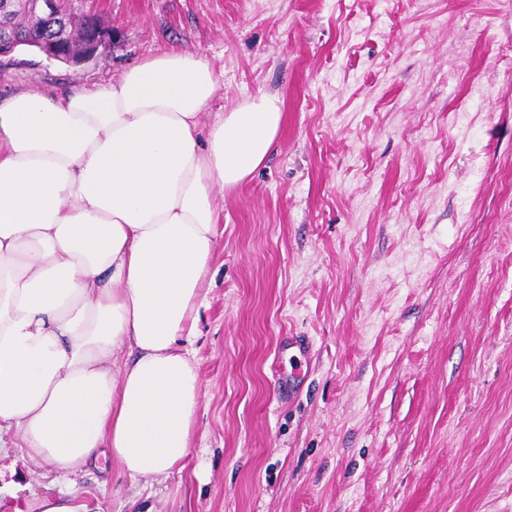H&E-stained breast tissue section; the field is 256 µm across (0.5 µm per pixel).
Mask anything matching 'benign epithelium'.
I'll use <instances>...</instances> for the list:
<instances>
[{"instance_id":"7a95c632","label":"benign epithelium","mask_w":512,"mask_h":512,"mask_svg":"<svg viewBox=\"0 0 512 512\" xmlns=\"http://www.w3.org/2000/svg\"><path fill=\"white\" fill-rule=\"evenodd\" d=\"M10 0H0V58L12 55L19 47L31 48L50 61H58L67 64H86L98 60L105 52L110 40L111 30L101 25L85 36L82 47L76 53H68L62 50L61 44L65 40L64 33L68 21L59 23V40L46 41L40 32L28 29L23 35L14 32L11 25L5 22V16L9 13Z\"/></svg>"}]
</instances>
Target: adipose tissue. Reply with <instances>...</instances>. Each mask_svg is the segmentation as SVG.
<instances>
[{
    "mask_svg": "<svg viewBox=\"0 0 512 512\" xmlns=\"http://www.w3.org/2000/svg\"><path fill=\"white\" fill-rule=\"evenodd\" d=\"M219 77L193 51L112 84L0 103V449L130 478L192 454L194 336L221 212L278 139L261 95L202 130Z\"/></svg>",
    "mask_w": 512,
    "mask_h": 512,
    "instance_id": "adipose-tissue-1",
    "label": "adipose tissue"
}]
</instances>
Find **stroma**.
Returning a JSON list of instances; mask_svg holds the SVG:
<instances>
[{
	"instance_id": "35a3bbf8",
	"label": "stroma",
	"mask_w": 512,
	"mask_h": 512,
	"mask_svg": "<svg viewBox=\"0 0 512 512\" xmlns=\"http://www.w3.org/2000/svg\"><path fill=\"white\" fill-rule=\"evenodd\" d=\"M96 63L0 60V100L190 50L203 126L262 94L278 140L220 205L184 471L0 453V512H512V0H73ZM85 508L74 497H43L37 499L35 511L31 512H88Z\"/></svg>"
}]
</instances>
